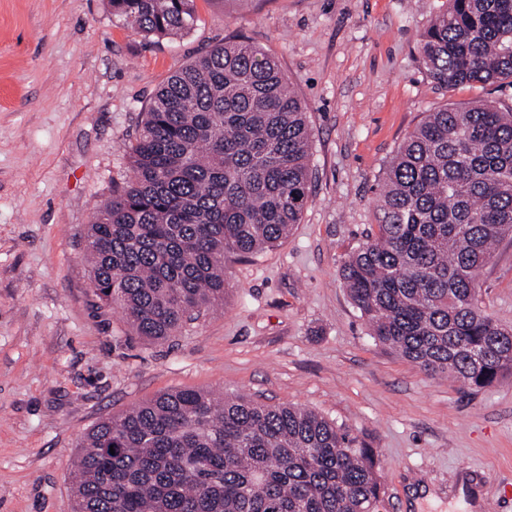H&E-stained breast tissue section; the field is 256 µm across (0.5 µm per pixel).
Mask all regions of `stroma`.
Listing matches in <instances>:
<instances>
[{
    "instance_id": "35a3bbf8",
    "label": "stroma",
    "mask_w": 512,
    "mask_h": 512,
    "mask_svg": "<svg viewBox=\"0 0 512 512\" xmlns=\"http://www.w3.org/2000/svg\"><path fill=\"white\" fill-rule=\"evenodd\" d=\"M198 21L144 38L107 0H0V512H72L68 480L100 420L195 388L298 405L376 452L378 512H512V372L472 389L376 342L341 279L377 232L398 146L427 112L512 86L438 84L419 35L448 0H195ZM238 37L279 62L312 129L310 200L276 248L226 255L223 308L158 344L90 292L82 259L96 207L129 173L157 89ZM512 325V239L478 277ZM435 498L413 505L411 492Z\"/></svg>"
}]
</instances>
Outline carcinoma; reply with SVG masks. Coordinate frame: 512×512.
<instances>
[{"label": "carcinoma", "instance_id": "cac0c4a2", "mask_svg": "<svg viewBox=\"0 0 512 512\" xmlns=\"http://www.w3.org/2000/svg\"><path fill=\"white\" fill-rule=\"evenodd\" d=\"M146 38L196 22L195 0H109ZM438 83L512 84V0H448L419 39ZM311 129L278 61L240 39L177 68L129 150L130 175L84 239L94 296L159 343L224 305V255L272 249L308 203ZM375 237L342 265L371 336L432 376L483 388L512 369V329L478 276L512 236V107L445 106L388 165ZM74 512H376L374 449L321 414L167 391L83 436Z\"/></svg>", "mask_w": 512, "mask_h": 512}]
</instances>
